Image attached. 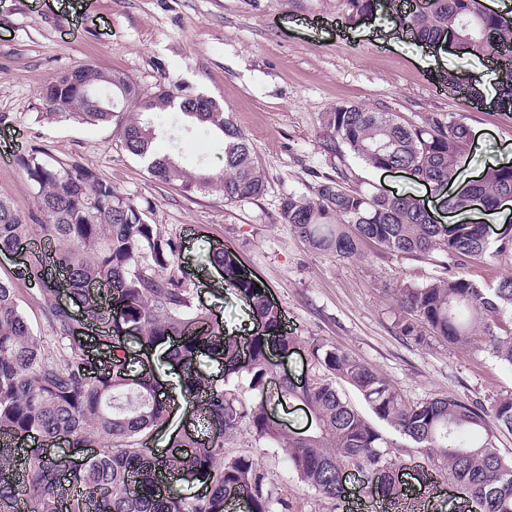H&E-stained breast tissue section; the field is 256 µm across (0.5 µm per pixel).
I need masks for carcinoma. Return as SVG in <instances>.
Listing matches in <instances>:
<instances>
[{"label":"carcinoma","mask_w":512,"mask_h":512,"mask_svg":"<svg viewBox=\"0 0 512 512\" xmlns=\"http://www.w3.org/2000/svg\"><path fill=\"white\" fill-rule=\"evenodd\" d=\"M375 3L339 0L347 24ZM398 19L414 39L443 50L452 34L461 55L494 64L495 105L512 112L511 20L480 0H422ZM443 85L467 100L483 98L464 73H446ZM40 100L48 117L113 125L152 178L184 194L217 192L234 203L266 191L254 144L211 99L161 87L144 94L119 73L83 65L49 81ZM170 112L222 139L224 174L205 166L188 171L178 156L155 149ZM322 124L332 153L348 151L378 170L407 169L437 189L458 178L470 151V129L442 113L412 125L392 112L344 103L325 113ZM17 164L36 189L37 223L0 199V252L29 244L22 274L40 284L38 302L57 346L48 356L20 311L13 283L0 279V512H14L20 499L28 512H225L233 498L244 499L248 512H273L259 464L224 459V436L243 424L282 449L301 481L327 498H341L342 475L355 469L371 474L370 491L400 499L386 426L444 465L470 512H512V457L497 446L498 434L512 433V397L486 404L445 395L408 403L378 369L317 341L310 352L327 375L305 385L285 379L277 392L311 415L306 431L289 436L268 419L272 395L264 382L272 374L271 353L294 347L297 338L240 263L222 248L211 255L225 286L246 299L261 324L245 344L194 303L176 263L180 244L149 221L148 211L77 162L34 150ZM349 181L342 171L309 196L284 197L277 223L292 226L311 248L342 258L358 255L363 243L420 259L446 253L453 263L446 271L396 288L400 334L419 342L430 335L512 369V275L484 286L458 272L487 258L511 261L512 236L492 241L482 224H436L415 196ZM473 196L485 211L497 210L512 197V164L487 166L479 183L445 204L460 211ZM49 266L62 280L48 275ZM160 349L180 372L181 397L192 404L191 422L169 437L163 454L150 443L168 424L176 399L166 396L154 362ZM202 357L224 368L222 374H205ZM232 377L248 380L247 389L226 388ZM339 380L359 393L370 414L342 397ZM58 439L75 452L53 454Z\"/></svg>","instance_id":"1"}]
</instances>
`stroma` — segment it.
Masks as SVG:
<instances>
[{
	"instance_id": "stroma-1",
	"label": "stroma",
	"mask_w": 512,
	"mask_h": 512,
	"mask_svg": "<svg viewBox=\"0 0 512 512\" xmlns=\"http://www.w3.org/2000/svg\"><path fill=\"white\" fill-rule=\"evenodd\" d=\"M88 63L122 73L148 93L176 87L217 101L254 142L266 193L232 204L216 193L186 196L153 181L112 125L44 119L41 87ZM448 71L490 75L484 61L451 50L438 54L410 39L385 13L345 24L336 0H0V198L26 219L35 217V190L16 163L34 148L92 169L181 241L180 264L196 302L232 329L246 319L244 304L207 262L211 247L224 246L283 309L297 338L285 360L296 380L321 375L309 352L320 340L382 371L412 403L448 394L512 397V370L490 355L475 357L435 338L419 343L397 331L394 288L442 272L447 255L422 260L366 244L359 255L339 258L312 250L276 221L282 198L309 194L335 176L322 116L342 103L394 112L414 125L434 112L452 115L473 135L468 177H478L485 164L512 162V112L444 88L439 76ZM223 155L221 141L201 128L182 132L179 159L187 169L201 161L221 169ZM346 164L356 182L413 193L449 222L439 193L408 173L351 157ZM22 267L18 253L0 254V279L12 281L29 323L47 336L38 285L21 276ZM394 454L404 480L432 474L418 488L423 512L459 505L460 490L426 453L404 447ZM224 456L255 459L288 512H347L346 503H374L358 471L347 477L345 502L321 497L290 469L281 449L255 439L246 425L225 437Z\"/></svg>"
}]
</instances>
